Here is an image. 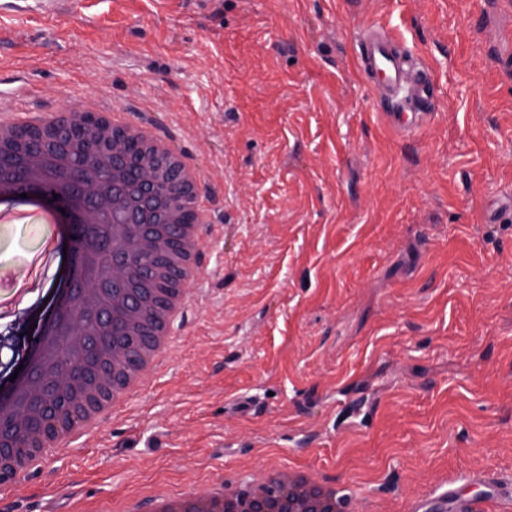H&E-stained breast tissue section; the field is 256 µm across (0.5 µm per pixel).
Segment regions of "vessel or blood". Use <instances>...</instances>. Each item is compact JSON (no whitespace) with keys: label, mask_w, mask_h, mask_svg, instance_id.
<instances>
[{"label":"vessel or blood","mask_w":512,"mask_h":512,"mask_svg":"<svg viewBox=\"0 0 512 512\" xmlns=\"http://www.w3.org/2000/svg\"><path fill=\"white\" fill-rule=\"evenodd\" d=\"M356 57L391 129L407 135L428 121L435 96L432 74L398 37L383 27L365 26L356 38Z\"/></svg>","instance_id":"b4317fda"}]
</instances>
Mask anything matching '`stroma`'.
<instances>
[{
	"instance_id": "35a3bbf8",
	"label": "stroma",
	"mask_w": 512,
	"mask_h": 512,
	"mask_svg": "<svg viewBox=\"0 0 512 512\" xmlns=\"http://www.w3.org/2000/svg\"><path fill=\"white\" fill-rule=\"evenodd\" d=\"M418 54L433 115L392 131L365 25ZM93 99L200 167L196 298L171 359L0 512H150L258 466L368 512L512 487V0H64L0 17V114ZM0 222V289L47 280ZM252 409L241 414L240 398Z\"/></svg>"
}]
</instances>
